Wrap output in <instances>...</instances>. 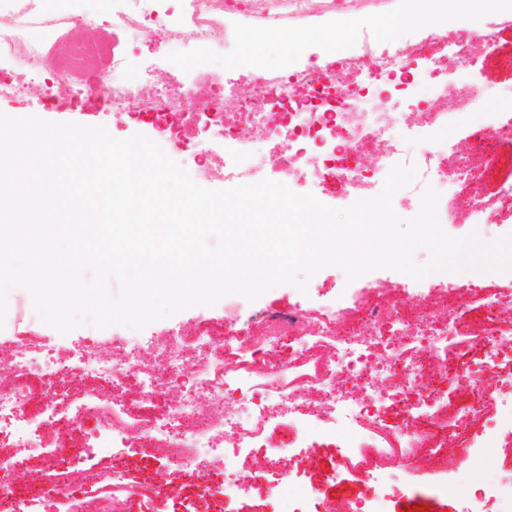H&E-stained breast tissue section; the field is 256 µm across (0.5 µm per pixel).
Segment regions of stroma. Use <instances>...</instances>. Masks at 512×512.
Returning <instances> with one entry per match:
<instances>
[{"label": "stroma", "mask_w": 512, "mask_h": 512, "mask_svg": "<svg viewBox=\"0 0 512 512\" xmlns=\"http://www.w3.org/2000/svg\"><path fill=\"white\" fill-rule=\"evenodd\" d=\"M500 42L501 56L492 59L481 71L473 73L472 79L493 91L492 96L485 102V111L512 116V69L507 68L503 62L504 56L512 55V27L501 29ZM289 56L290 49L287 43L269 41L256 35L251 41H238L236 46L227 51L225 59L233 58L243 64L254 60L277 68L283 65ZM1 109L13 115L35 116L53 123L75 122L91 127L104 126L112 120L106 109H98L91 115L83 112L68 98L60 97L47 104L31 93L0 94ZM310 283V289L304 292L292 285H280L254 301L238 294H231L213 306H192L150 323L140 330L138 339L140 343L146 345L150 343L151 335L155 331L178 326L200 315L221 319L224 318L226 310L232 308L236 309L238 316L245 319L267 308L285 309L298 303L317 307L337 301L350 302L357 298L361 287L360 282L347 281L344 271L335 266L321 269L311 278ZM37 328L42 344L57 351H67L89 341H108L124 332L123 327L118 325L99 328L85 324L64 335L42 322L38 323ZM82 386L100 390L108 395H125L127 404L119 410L122 417H131L137 411L132 402L134 388L131 381L122 382L105 375L87 378L79 386L65 381L59 385V396L55 403V418L61 425L65 426L73 421L74 414L69 401ZM339 445V440L328 436H312L306 442L300 443L296 441L289 423L272 424L266 430L264 447L253 449L250 467L244 468L241 472L249 488L239 494L234 504L236 512H286L289 502L300 500L305 491L313 488L320 490L323 500L336 505L348 499L366 497L367 489L362 483L333 479L332 473L336 468ZM270 448L280 449L282 467L298 474L297 482L282 485L279 498L275 501L268 499L264 493L266 485L274 481V474L257 466L258 461ZM510 456L512 457V423L505 422L485 443L484 465L478 466L473 460L462 459L460 448L448 445L445 451L446 473L458 475L466 480L477 475L489 478L505 472L504 460ZM72 466H81L98 473L111 467L121 470L124 480L119 495L126 499L131 512H138L139 509L136 489L146 484L161 488L167 485L168 466L165 460L146 454L138 448L127 449L124 456L116 460L103 454L90 456L83 453L71 456L66 450L51 448L48 449L46 458L40 459L29 457L26 452L8 445H0V482L14 483L19 491L24 493L33 489L32 484L26 483V475H46ZM444 475L445 473H435L415 479L409 472H402L396 491L386 503L387 512H404L405 507L409 505L424 508L425 512H449L454 500L438 490Z\"/></svg>", "instance_id": "stroma-1"}]
</instances>
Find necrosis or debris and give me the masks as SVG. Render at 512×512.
I'll list each match as a JSON object with an SVG mask.
<instances>
[{
    "mask_svg": "<svg viewBox=\"0 0 512 512\" xmlns=\"http://www.w3.org/2000/svg\"><path fill=\"white\" fill-rule=\"evenodd\" d=\"M340 1L354 13L368 7L367 0H250L233 16L224 0H181L175 13L161 11L158 0H112L119 46L77 39L81 22L64 10L24 6L0 13V61L13 63L44 93L70 92L77 105L84 104L89 83L113 107L140 103L131 120L167 138L203 183L229 189L256 182L270 168L279 183L311 186L316 198L337 191L356 201L378 195L393 166L413 165L418 175L394 195L395 206H418L431 186L448 223L487 224L512 213V176L501 177L499 152L501 143L512 142V117L479 112L484 93L469 81L471 71L496 54L512 15L496 16L479 30L430 28L385 48L368 26L334 58L286 71L262 67L245 81L228 76L203 93L159 58L127 74L125 44L160 38L209 57L233 46L241 27L281 34L295 19L334 18ZM48 60L57 65L50 84L42 79ZM184 98L195 100V111H181ZM475 113L479 123L465 125ZM456 126L463 129L458 141H439V133ZM360 293L350 306L271 308L245 324L197 319L156 332L145 350L122 337L60 358L42 347L36 331H27L22 340L0 344L6 370L0 428L10 430L15 447L43 455L61 445L44 417L59 375L131 374L138 398L148 404L133 422L115 421L93 390L80 392L74 403L76 411L104 421L95 445L112 457L149 449L176 476L215 455L230 467L262 445L268 426L289 419L302 435L339 438L338 476L368 485L370 497L344 502L342 512H384L394 471L436 469L444 447L437 434L463 436L472 455L491 432L481 411L512 420V376L488 380L502 359H512V289L500 291L474 274L410 294L369 281ZM471 305L484 312L474 334L484 349L464 373L469 404L452 412L435 395L434 379L449 368L437 353L457 336L456 313ZM391 407L404 416L396 436L387 434L383 419ZM88 479L86 471H71L54 481L49 497L0 489V512H67L76 489L83 492L81 512H127L111 492L122 482L119 473H111L105 487H89ZM442 488L461 502L462 512H512L511 472L464 484L452 475Z\"/></svg>",
    "mask_w": 512,
    "mask_h": 512,
    "instance_id": "obj_1",
    "label": "necrosis or debris"
}]
</instances>
